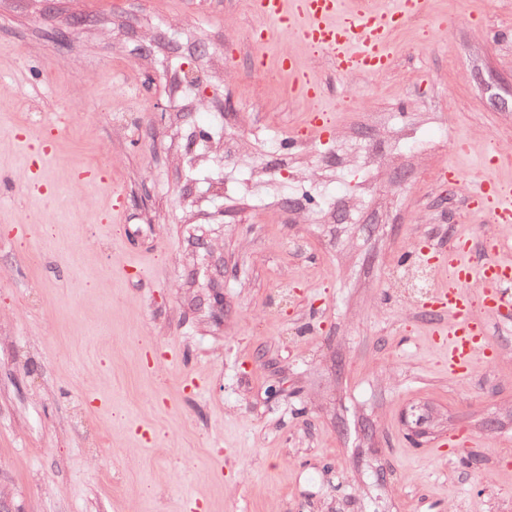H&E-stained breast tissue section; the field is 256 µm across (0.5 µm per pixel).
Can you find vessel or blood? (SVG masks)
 I'll return each instance as SVG.
<instances>
[{
  "instance_id": "obj_1",
  "label": "vessel or blood",
  "mask_w": 512,
  "mask_h": 512,
  "mask_svg": "<svg viewBox=\"0 0 512 512\" xmlns=\"http://www.w3.org/2000/svg\"><path fill=\"white\" fill-rule=\"evenodd\" d=\"M252 10L269 20L261 29L257 46H264L272 29L289 32L298 42L333 58L342 75L385 73L391 64L387 46L395 32L412 18L425 13L428 0H251ZM293 79L297 98L315 100L321 85L298 67L294 57L279 59ZM467 198L475 214L498 224L512 223V186L480 177L467 185ZM448 285L437 294L439 305L453 318L448 332V371L466 372L474 357L489 354L484 324L472 315L474 302L491 309L512 306L499 291L501 283L512 280V265L496 261L473 266L451 252L444 261Z\"/></svg>"
}]
</instances>
